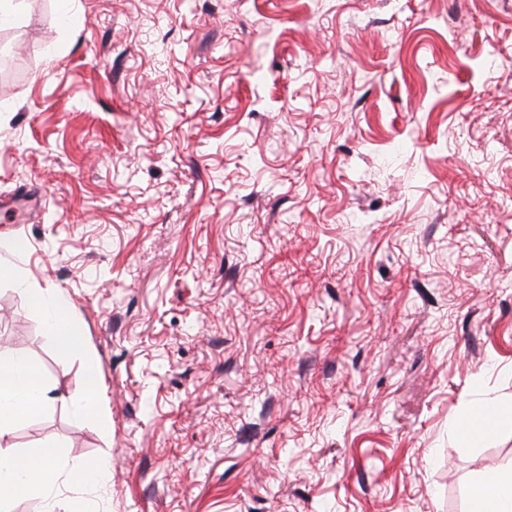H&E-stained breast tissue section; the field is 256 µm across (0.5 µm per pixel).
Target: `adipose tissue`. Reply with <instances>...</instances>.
I'll use <instances>...</instances> for the list:
<instances>
[{"label": "adipose tissue", "instance_id": "ef3b65f1", "mask_svg": "<svg viewBox=\"0 0 512 512\" xmlns=\"http://www.w3.org/2000/svg\"><path fill=\"white\" fill-rule=\"evenodd\" d=\"M18 285L44 311L46 332L56 346L63 351L77 347L81 336L55 305L52 289L30 287L23 279ZM45 400L46 393L31 362L24 356L0 350V512H13L19 496L36 486L49 487L54 480V447L47 445L35 454L22 456L13 453L8 444L16 419L37 411ZM470 512H512V473L483 484Z\"/></svg>", "mask_w": 512, "mask_h": 512}]
</instances>
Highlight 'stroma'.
Segmentation results:
<instances>
[{"label": "stroma", "mask_w": 512, "mask_h": 512, "mask_svg": "<svg viewBox=\"0 0 512 512\" xmlns=\"http://www.w3.org/2000/svg\"><path fill=\"white\" fill-rule=\"evenodd\" d=\"M15 3L9 443L58 480L14 512H469L512 469V424L462 438L512 404V0ZM17 284L20 290L27 294L30 300L46 315L45 326L48 336L62 351H69L77 347L83 339L79 332L69 324L53 300L52 288H30L26 280L19 279ZM101 397V377L97 366L89 363L85 367L82 393L74 399L77 409L84 414H94ZM511 421V415H503L497 410L488 412L485 408H479L474 412L473 418L469 427L463 432V436L472 440L481 438L484 433L489 429L491 423H500L502 421ZM112 468V460L102 459L84 462L77 470L76 476L86 485H95L105 470Z\"/></svg>", "instance_id": "1"}]
</instances>
